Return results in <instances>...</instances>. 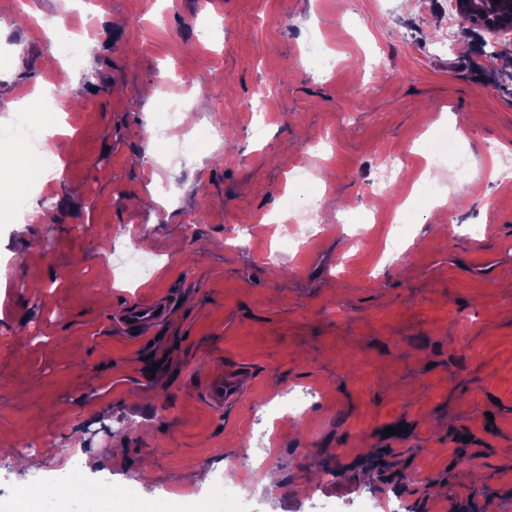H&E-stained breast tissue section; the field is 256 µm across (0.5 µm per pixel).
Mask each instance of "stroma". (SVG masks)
Masks as SVG:
<instances>
[{"label": "stroma", "instance_id": "35a3bbf8", "mask_svg": "<svg viewBox=\"0 0 512 512\" xmlns=\"http://www.w3.org/2000/svg\"><path fill=\"white\" fill-rule=\"evenodd\" d=\"M70 10V36L100 51L71 71L85 104L61 112L62 184L24 188L52 220H0V441L40 444L29 471L0 456V512H18L21 484L53 485L74 450L87 482L133 493L127 512H225L210 484L239 480L246 462L249 512H312L314 497L355 512L362 490L401 512L473 500L512 512V184L494 174L512 167V67L498 62L512 32L468 28L451 0ZM16 14L0 0V76L24 96L65 59ZM312 37L322 60L306 52ZM160 87L205 102L198 126H222L234 149L161 165ZM264 94L267 111H249ZM392 155L398 181L372 194ZM303 165L311 180L292 181ZM156 179L175 195L162 213ZM312 189L317 222L287 243L288 201ZM415 196L405 247L390 252L392 215ZM359 213L368 223H346ZM144 237L156 263L136 278L116 257ZM163 294L162 326L136 339L114 326ZM219 370L251 375L221 412L204 399ZM200 470L208 484L191 483Z\"/></svg>", "mask_w": 512, "mask_h": 512}]
</instances>
